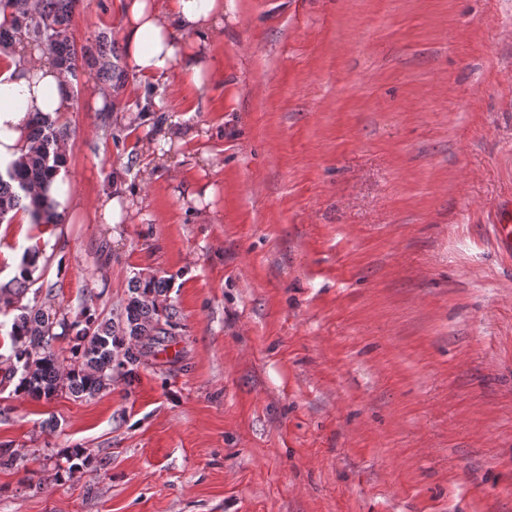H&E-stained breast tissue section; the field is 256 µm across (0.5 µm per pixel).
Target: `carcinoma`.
Wrapping results in <instances>:
<instances>
[{"label": "carcinoma", "mask_w": 512, "mask_h": 512, "mask_svg": "<svg viewBox=\"0 0 512 512\" xmlns=\"http://www.w3.org/2000/svg\"><path fill=\"white\" fill-rule=\"evenodd\" d=\"M79 0H0V44H9L23 35L45 47L55 62L74 79L78 50L71 34L72 18ZM68 137L65 129L51 119L35 116L29 123L28 151L22 160L0 171V224L9 223L22 211L34 224H57L60 215L52 202L38 192L60 168L65 159L58 151ZM28 258H22L18 276L0 286V311L12 304V297L30 292ZM167 280L135 275L129 280L128 298L115 318L104 319L88 308L75 316L39 301L33 292L31 304L13 318L9 365L4 382L19 377L18 395L50 400L65 392L76 399L93 397L111 388L115 374L132 378L146 357L141 345L145 337L160 342L179 327L176 310L159 305L167 292ZM60 332H55V329ZM72 337L69 355L60 357L54 343ZM23 455L0 444V468H13ZM68 470L79 471L90 463L82 448L67 457Z\"/></svg>", "instance_id": "cac0c4a2"}]
</instances>
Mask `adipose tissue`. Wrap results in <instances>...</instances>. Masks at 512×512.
Here are the masks:
<instances>
[{
	"mask_svg": "<svg viewBox=\"0 0 512 512\" xmlns=\"http://www.w3.org/2000/svg\"><path fill=\"white\" fill-rule=\"evenodd\" d=\"M122 39L126 67L142 78H165L171 65L182 62L186 82L203 88L210 72L196 62L198 51L224 32V0H124ZM196 34L194 51L183 50L177 35ZM0 76V169L18 161L29 146L28 119L36 112L57 115L72 106L71 78L40 49L27 41L16 43ZM58 212L80 208L100 223H121L135 206L133 193H104L90 199L72 195L64 177L48 189Z\"/></svg>",
	"mask_w": 512,
	"mask_h": 512,
	"instance_id": "adipose-tissue-1",
	"label": "adipose tissue"
}]
</instances>
